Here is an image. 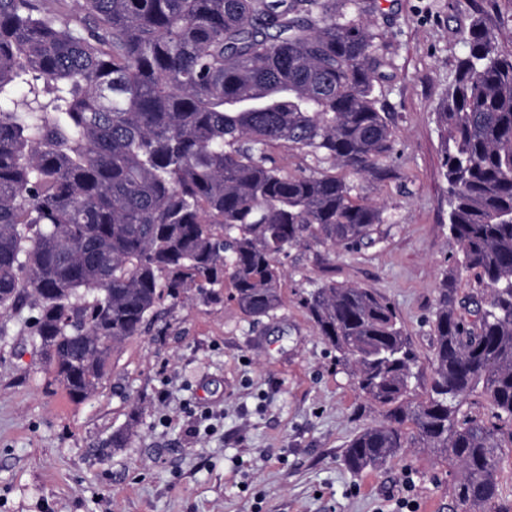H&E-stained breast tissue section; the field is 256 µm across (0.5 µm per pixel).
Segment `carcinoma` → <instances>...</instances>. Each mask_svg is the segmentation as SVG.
I'll return each instance as SVG.
<instances>
[{
  "label": "carcinoma",
  "mask_w": 512,
  "mask_h": 512,
  "mask_svg": "<svg viewBox=\"0 0 512 512\" xmlns=\"http://www.w3.org/2000/svg\"><path fill=\"white\" fill-rule=\"evenodd\" d=\"M379 0H0V311L27 323L71 398L161 301L214 294L259 320L282 305L280 255L350 249L383 210L346 176H290L267 156L381 178ZM438 104L448 229L431 385L396 311L369 288L317 285L304 305L383 420L343 451L355 473L421 444L461 467V512H503L512 442V51L474 20ZM489 290L460 313L458 281ZM480 396L490 420L471 411ZM268 153L275 160L276 165L291 175L308 174L311 170L334 172L329 164L317 166L310 157L305 156L296 149H288L280 145L268 148ZM500 502L503 509L512 510V447L506 450L499 464Z\"/></svg>",
  "instance_id": "cac0c4a2"
}]
</instances>
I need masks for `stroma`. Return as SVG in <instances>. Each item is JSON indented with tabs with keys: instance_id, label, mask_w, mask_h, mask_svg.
<instances>
[{
	"instance_id": "1",
	"label": "stroma",
	"mask_w": 512,
	"mask_h": 512,
	"mask_svg": "<svg viewBox=\"0 0 512 512\" xmlns=\"http://www.w3.org/2000/svg\"><path fill=\"white\" fill-rule=\"evenodd\" d=\"M380 3L371 24L392 65L378 106L393 153L384 180H354L388 218L379 239L289 249L283 304L258 324L229 282L208 301H162L84 401L55 381L23 315L0 316V512H460L449 493L459 470L430 449L346 467L347 442L382 415L302 299L324 281L372 289L428 367L437 289L460 255L434 111L472 18L512 49V0ZM119 433L127 440L116 448Z\"/></svg>"
}]
</instances>
